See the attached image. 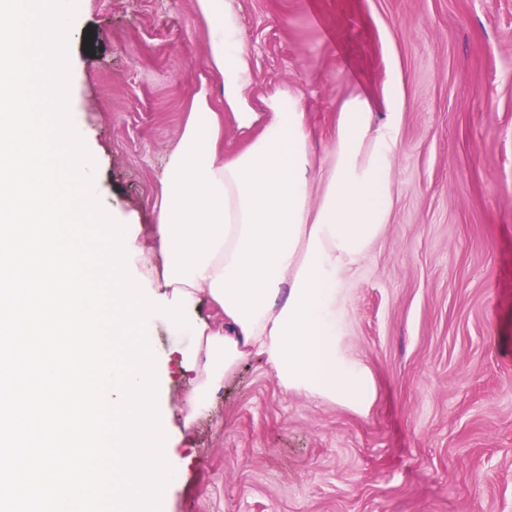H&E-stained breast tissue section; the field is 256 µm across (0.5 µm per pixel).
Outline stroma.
Listing matches in <instances>:
<instances>
[{
    "label": "stroma",
    "instance_id": "35a3bbf8",
    "mask_svg": "<svg viewBox=\"0 0 512 512\" xmlns=\"http://www.w3.org/2000/svg\"><path fill=\"white\" fill-rule=\"evenodd\" d=\"M253 94L288 89L330 161L343 105L391 127L396 190L336 304L368 413L284 391L255 356L185 424L189 338L150 324L181 471L163 512H512V0H224ZM194 0H77L72 114L105 207L154 221L206 70Z\"/></svg>",
    "mask_w": 512,
    "mask_h": 512
}]
</instances>
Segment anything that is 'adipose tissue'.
Returning a JSON list of instances; mask_svg holds the SVG:
<instances>
[{"label": "adipose tissue", "mask_w": 512, "mask_h": 512, "mask_svg": "<svg viewBox=\"0 0 512 512\" xmlns=\"http://www.w3.org/2000/svg\"><path fill=\"white\" fill-rule=\"evenodd\" d=\"M209 30L207 67L220 96L200 84L167 157L153 224L137 229L133 262L152 289L191 303L209 298L224 326L200 323L183 409L193 422L248 353L284 390L358 412L373 404L372 373L341 347L336 299L343 276L381 235L396 176L388 134H372L368 103L341 112L336 144L311 197L310 136L287 90L255 100L250 55L224 0H195ZM253 131L224 155V118Z\"/></svg>", "instance_id": "obj_1"}]
</instances>
